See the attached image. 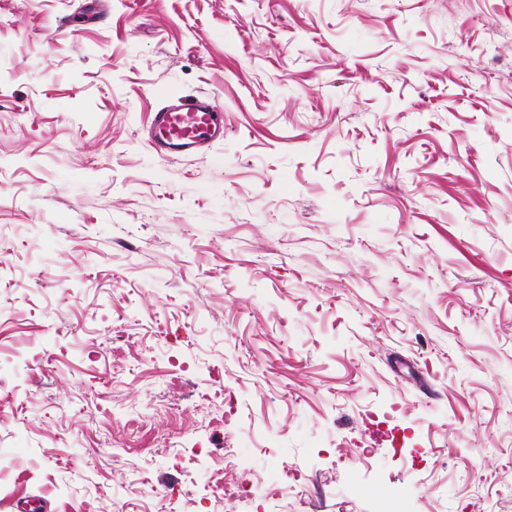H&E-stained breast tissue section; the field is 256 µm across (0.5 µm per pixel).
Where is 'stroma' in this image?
Returning <instances> with one entry per match:
<instances>
[{
  "label": "stroma",
  "instance_id": "obj_1",
  "mask_svg": "<svg viewBox=\"0 0 512 512\" xmlns=\"http://www.w3.org/2000/svg\"><path fill=\"white\" fill-rule=\"evenodd\" d=\"M159 85L223 141L157 155ZM30 499L512 512V0H0V512Z\"/></svg>",
  "mask_w": 512,
  "mask_h": 512
}]
</instances>
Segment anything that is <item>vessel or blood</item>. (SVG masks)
<instances>
[{"mask_svg": "<svg viewBox=\"0 0 512 512\" xmlns=\"http://www.w3.org/2000/svg\"><path fill=\"white\" fill-rule=\"evenodd\" d=\"M158 96L149 139L156 153L190 154L223 139V108L211 95L176 98L162 90Z\"/></svg>", "mask_w": 512, "mask_h": 512, "instance_id": "vessel-or-blood-1", "label": "vessel or blood"}]
</instances>
